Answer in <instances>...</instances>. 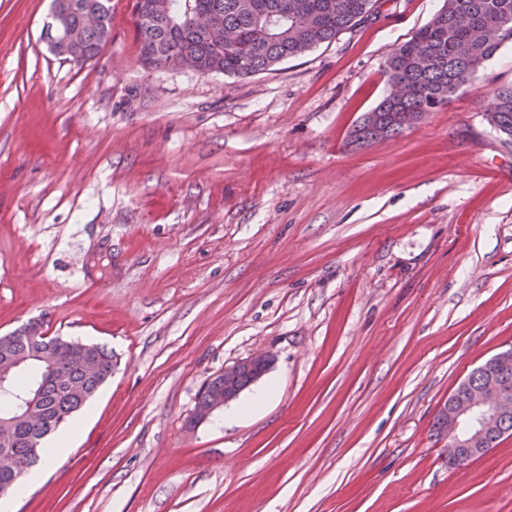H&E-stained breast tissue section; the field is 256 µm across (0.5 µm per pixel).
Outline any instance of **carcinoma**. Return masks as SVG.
I'll return each mask as SVG.
<instances>
[{
	"mask_svg": "<svg viewBox=\"0 0 512 512\" xmlns=\"http://www.w3.org/2000/svg\"><path fill=\"white\" fill-rule=\"evenodd\" d=\"M67 14L68 28L75 32L81 55L88 61L108 42L111 34V0H56ZM173 24L162 22L150 28L134 21L144 64L162 67L175 57H186L201 73L250 77L296 57L302 49L329 43L340 32L364 22L379 8V0H166ZM99 13L102 25L87 30L81 11ZM194 9L217 15L224 28L235 31L237 43L216 46L185 22ZM512 43V0H444L442 8L412 38L397 45L385 62V98L365 113L353 130L354 143L365 146L392 138L398 131V116L407 113L418 121L446 105L466 80L477 77L476 69ZM495 103L486 114L495 130L512 136V84L492 91ZM92 357L99 365L96 376L87 375L80 357ZM57 363L53 371L46 360ZM23 361L28 381L12 386L18 393L36 387L37 407L43 424L35 430L19 425L8 451L14 468L0 467V490L11 489L19 470L29 469L40 459L45 438L79 411L112 377L116 365L107 347L61 336L50 337L42 325L32 322L23 329L0 336V363Z\"/></svg>",
	"mask_w": 512,
	"mask_h": 512,
	"instance_id": "cac0c4a2",
	"label": "carcinoma"
}]
</instances>
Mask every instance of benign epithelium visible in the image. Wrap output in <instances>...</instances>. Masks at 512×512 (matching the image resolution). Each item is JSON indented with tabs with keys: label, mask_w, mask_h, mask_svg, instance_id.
I'll list each match as a JSON object with an SVG mask.
<instances>
[{
	"label": "benign epithelium",
	"mask_w": 512,
	"mask_h": 512,
	"mask_svg": "<svg viewBox=\"0 0 512 512\" xmlns=\"http://www.w3.org/2000/svg\"><path fill=\"white\" fill-rule=\"evenodd\" d=\"M53 22L47 24L51 51L66 60L81 61L76 36L60 27V9L52 10ZM273 358L265 352L255 353L224 367V391L210 393L205 402L195 406V419L203 421L214 411L236 399L243 388L235 383L236 374L250 369L261 378L271 367ZM16 415L29 421L37 420L35 400L28 394L14 395ZM512 415V395L505 389L500 377L488 374L482 385L470 388L444 408L437 423V434L448 440V461L454 464L486 454L501 439L499 426Z\"/></svg>",
	"instance_id": "obj_1"
}]
</instances>
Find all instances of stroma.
Returning a JSON list of instances; mask_svg holds the SVG:
<instances>
[{"label": "stroma", "mask_w": 512, "mask_h": 512, "mask_svg": "<svg viewBox=\"0 0 512 512\" xmlns=\"http://www.w3.org/2000/svg\"><path fill=\"white\" fill-rule=\"evenodd\" d=\"M51 2L0 0V336L33 320L117 365L13 512H512V436L452 468L436 431L512 348V139L485 119L512 44L360 147L388 54L443 0H380L246 78L144 66L132 0L70 62ZM256 352L268 373L192 423ZM273 358L270 354L265 352L255 353L251 356L235 362L233 365L225 366L224 375L217 374L213 376L207 391H212L207 397L205 402L197 403L194 410V416H192V423L206 420L214 411L223 407L225 404L236 399L240 393L245 389V386L249 385L258 379H260L271 367ZM250 369L253 371H242V369ZM240 372V373H239ZM238 374V385L235 383L236 374ZM255 373V374H254ZM224 389V392H217ZM216 391L217 393H213ZM78 431L77 426H73L65 431L57 432V435L53 439L50 452L45 455L43 464L44 466H50L60 456L66 454L72 446L76 433Z\"/></svg>", "instance_id": "35a3bbf8"}]
</instances>
